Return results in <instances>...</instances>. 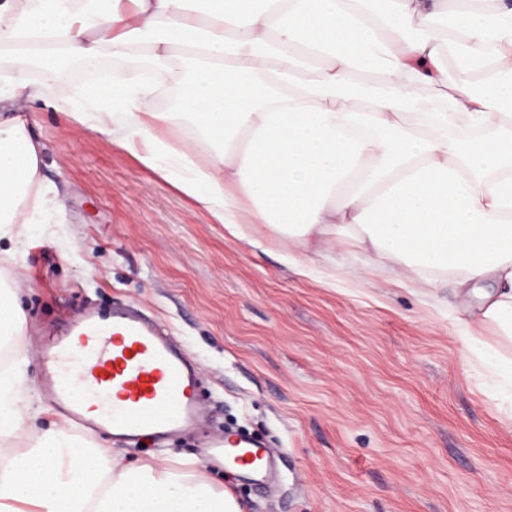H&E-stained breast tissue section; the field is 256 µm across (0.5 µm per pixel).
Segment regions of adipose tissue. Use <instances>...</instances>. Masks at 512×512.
I'll list each match as a JSON object with an SVG mask.
<instances>
[{
  "label": "adipose tissue",
  "mask_w": 512,
  "mask_h": 512,
  "mask_svg": "<svg viewBox=\"0 0 512 512\" xmlns=\"http://www.w3.org/2000/svg\"><path fill=\"white\" fill-rule=\"evenodd\" d=\"M368 2L0 0V48L15 50L0 83L25 102L55 87L68 121L119 133L235 233L264 224L315 252L331 237L399 282L452 283L468 325L512 347V0ZM140 48L146 66H122ZM72 63L92 74L82 88L58 81ZM39 154L24 120L0 118L11 257L63 208ZM22 360L16 341L0 372V512H242L197 459L126 463L74 453L65 427L27 429Z\"/></svg>",
  "instance_id": "adipose-tissue-1"
}]
</instances>
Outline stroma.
<instances>
[{"label":"stroma","mask_w":512,"mask_h":512,"mask_svg":"<svg viewBox=\"0 0 512 512\" xmlns=\"http://www.w3.org/2000/svg\"><path fill=\"white\" fill-rule=\"evenodd\" d=\"M55 97L30 103L28 131L64 208L54 236L33 231L0 260L24 312L37 427L60 420L40 389L43 332L122 301L199 365L208 430L280 452L273 493L209 470L243 512H512V390L472 368L497 339L469 336L451 284L403 287L350 247L311 258L262 224L234 236L116 137L68 122ZM97 441L128 461L200 454L191 438Z\"/></svg>","instance_id":"obj_1"}]
</instances>
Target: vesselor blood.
<instances>
[{
  "label": "vessel or blood",
  "instance_id": "vessel-or-blood-1",
  "mask_svg": "<svg viewBox=\"0 0 512 512\" xmlns=\"http://www.w3.org/2000/svg\"><path fill=\"white\" fill-rule=\"evenodd\" d=\"M42 385L66 422L85 434L109 432L127 448L197 435L203 427L200 372L158 322L130 306L87 309L45 339ZM276 452L258 439L220 433L206 458L261 482Z\"/></svg>",
  "mask_w": 512,
  "mask_h": 512
}]
</instances>
